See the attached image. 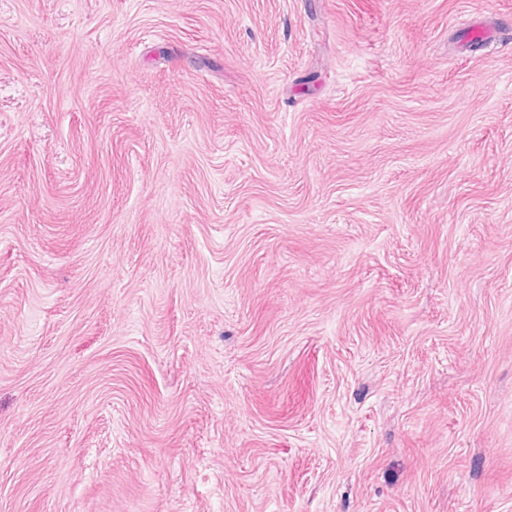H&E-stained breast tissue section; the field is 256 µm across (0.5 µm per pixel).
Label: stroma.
<instances>
[{
    "instance_id": "obj_1",
    "label": "stroma",
    "mask_w": 512,
    "mask_h": 512,
    "mask_svg": "<svg viewBox=\"0 0 512 512\" xmlns=\"http://www.w3.org/2000/svg\"><path fill=\"white\" fill-rule=\"evenodd\" d=\"M0 512H512V0H0Z\"/></svg>"
}]
</instances>
